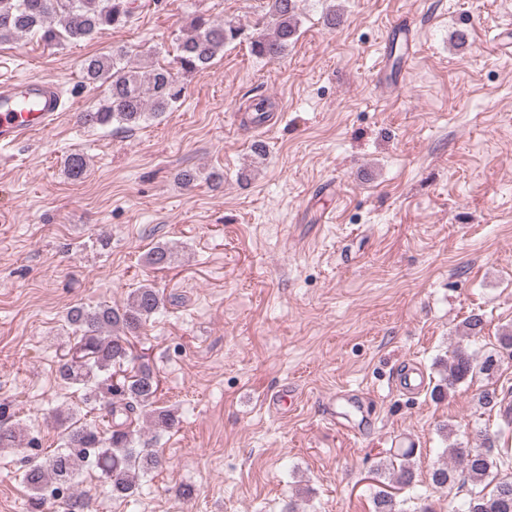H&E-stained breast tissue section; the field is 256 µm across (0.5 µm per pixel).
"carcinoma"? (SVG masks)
Returning a JSON list of instances; mask_svg holds the SVG:
<instances>
[{
    "label": "carcinoma",
    "instance_id": "1",
    "mask_svg": "<svg viewBox=\"0 0 512 512\" xmlns=\"http://www.w3.org/2000/svg\"><path fill=\"white\" fill-rule=\"evenodd\" d=\"M136 0H0V42L36 35L48 44L78 43L94 34L124 25L132 17ZM268 28L249 38L253 55L267 60L282 58L298 33L297 0H268ZM241 27L197 15L190 31L178 44L176 67L134 66L124 52L87 57L82 62L86 80L104 87L98 104L82 113L89 126L121 129L140 125L181 101L186 92L183 78L211 66L224 46L243 38ZM249 120L260 126L269 119L270 104L262 99L248 106ZM67 174L79 180L86 172L81 154L71 155ZM172 251L157 246L147 262L163 269L171 264ZM165 306L160 291L150 285L133 290L120 306L76 305L65 314V326L74 344L60 355L57 375L64 383L84 391V403L98 411L105 428L83 423L59 408L52 417L62 429V445L36 460H28L23 481L31 491L30 508L50 505L54 512H90L89 491L72 488L77 475L88 467L101 470L112 496H133L139 479L160 465L158 457L140 447L141 430L171 431L176 415L155 406L159 381L147 365L134 366L130 338ZM512 357V327L499 336V349L481 357L457 344L440 363V380L433 397L443 399L455 388L482 374L487 378L499 370L501 354ZM512 388L501 393L484 389L479 401L486 406L502 405ZM10 404L0 402V447L35 448L37 440L23 434L8 415ZM480 445L466 448L453 443L444 449L448 460L431 472V483L444 488L461 480L475 488L466 512H512V474L498 476L495 470L512 464V448H496V438L478 432ZM415 448H401L387 467L390 479L400 487L414 481L411 460ZM375 512H397L393 496L385 490L373 495Z\"/></svg>",
    "mask_w": 512,
    "mask_h": 512
}]
</instances>
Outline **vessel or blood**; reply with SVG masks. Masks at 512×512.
<instances>
[{
	"instance_id": "b4317fda",
	"label": "vessel or blood",
	"mask_w": 512,
	"mask_h": 512,
	"mask_svg": "<svg viewBox=\"0 0 512 512\" xmlns=\"http://www.w3.org/2000/svg\"><path fill=\"white\" fill-rule=\"evenodd\" d=\"M414 22L402 16L391 24L388 42L403 49L399 59L384 58L382 71L386 79L394 80L400 75L399 66L407 62L412 54ZM0 62V148H13L20 141L44 133L62 111V98L58 85L48 79L18 81L5 70ZM425 385L423 374L415 368H406L396 379L402 393L417 394Z\"/></svg>"
}]
</instances>
